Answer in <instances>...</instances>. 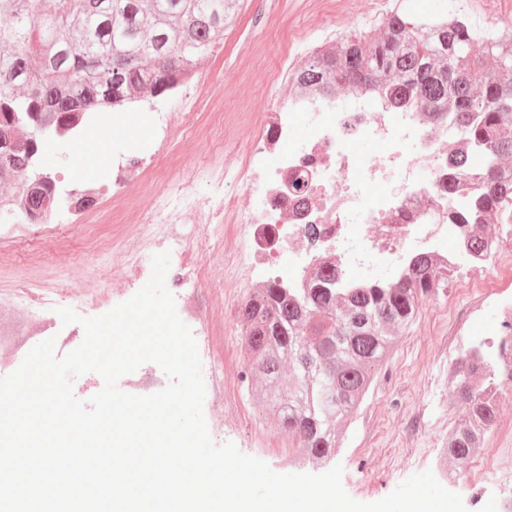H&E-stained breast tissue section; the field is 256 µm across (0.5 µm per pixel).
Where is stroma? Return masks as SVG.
I'll list each match as a JSON object with an SVG mask.
<instances>
[{
    "label": "stroma",
    "mask_w": 512,
    "mask_h": 512,
    "mask_svg": "<svg viewBox=\"0 0 512 512\" xmlns=\"http://www.w3.org/2000/svg\"><path fill=\"white\" fill-rule=\"evenodd\" d=\"M271 2L246 0L218 43L219 50L229 51L238 39H247L248 56L233 61L220 58L218 50L197 62L213 86L215 111L223 113L242 148L251 142L250 118L266 109L273 90L268 72L277 66L288 37L313 33L322 26L309 0H282L280 14L262 23L259 15ZM371 3L350 0L336 40L382 32L383 21L371 14ZM412 4L422 12L454 10L479 27L486 23L512 26V0H412ZM133 137L124 113H112L107 127L95 124L84 130L80 149H47L39 169L54 176L76 169L86 181L104 180L112 172V153L97 151V144L103 140L123 143ZM79 210L58 211L52 224H0L1 329L21 334L29 342L41 327L37 317L27 325L17 324L13 304L19 287L49 310L70 307L84 317L105 314L123 303V296L112 291V247L136 250L137 238L126 224H93L86 236H73L70 226ZM480 279L475 270L461 267L448 287L427 298L413 324L397 336L386 367L353 413L333 457L334 464L344 469L343 486L353 499L374 502L389 495L418 472L407 442L440 451L449 429L460 422L463 411L453 393L450 365L464 350L468 334L494 333L501 326L494 308L470 309V288ZM238 312V306L226 307L209 347L211 363L223 367L228 389L245 417L241 423L223 427L212 423L214 410L205 407L208 430L215 444L234 443L272 470H284L297 446L263 417L257 396L247 388L249 355L240 342Z\"/></svg>",
    "instance_id": "obj_1"
}]
</instances>
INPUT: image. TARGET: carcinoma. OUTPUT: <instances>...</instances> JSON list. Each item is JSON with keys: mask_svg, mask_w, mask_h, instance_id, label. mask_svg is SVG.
<instances>
[{"mask_svg": "<svg viewBox=\"0 0 512 512\" xmlns=\"http://www.w3.org/2000/svg\"><path fill=\"white\" fill-rule=\"evenodd\" d=\"M244 0H0V136L11 150L0 184L31 175L44 150L70 139L88 107L133 92L168 101L184 73L234 23ZM301 88L328 96L339 88L375 87L401 104L405 92L429 112H451L473 150L453 157L459 178L482 174L463 207L448 182V218L471 229L458 264L484 255L479 228L490 211L512 201V30H481L458 13L413 10L397 0L378 38L345 39L312 53L297 71ZM28 212L51 211L50 189L23 192ZM442 272L419 258L407 274L365 288L336 286L319 274L297 295L273 281L242 302L238 320L250 354L249 376L267 419L298 443L299 461L330 465L342 427L373 376L412 324L422 302L448 287ZM464 420L448 432L444 455L462 470L494 425L498 401L483 386L495 371L477 352L451 364Z\"/></svg>", "mask_w": 512, "mask_h": 512, "instance_id": "obj_1", "label": "carcinoma"}]
</instances>
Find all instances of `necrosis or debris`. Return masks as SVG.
I'll return each instance as SVG.
<instances>
[{
    "label": "necrosis or debris",
    "instance_id": "necrosis-or-debris-1",
    "mask_svg": "<svg viewBox=\"0 0 512 512\" xmlns=\"http://www.w3.org/2000/svg\"><path fill=\"white\" fill-rule=\"evenodd\" d=\"M299 64L287 54L278 63L274 80L286 93L254 120L252 141L238 150L231 173L224 169V115L209 112L199 72L186 73L177 88L186 111L156 110L147 119L134 111L148 134L128 153L142 183L160 177L166 188L153 195L135 228L138 250H113V280L136 279L142 254L157 248L170 254L176 301L187 303L192 287L205 282L230 304L273 280L306 287L321 271H335L340 287L356 288L370 281L375 267L400 274L420 256L456 266L469 230L449 222L448 204H468L479 179L469 176L456 193L448 191V158L466 145L450 114L422 112L412 103L391 107L379 95L349 87L331 98L302 91ZM190 127L209 146L205 169L165 172L158 143ZM373 139L382 151L359 157L357 147ZM297 179L304 189L294 187ZM202 180L203 192L197 188ZM228 234L235 248L223 276L210 281L211 249ZM511 240L512 226L501 225L474 268L489 279L511 273ZM509 442L507 424L485 439V454L466 470L473 484L512 479L497 466Z\"/></svg>",
    "mask_w": 512,
    "mask_h": 512
}]
</instances>
